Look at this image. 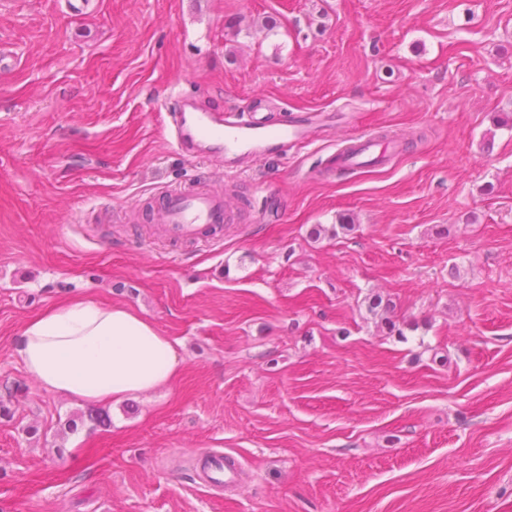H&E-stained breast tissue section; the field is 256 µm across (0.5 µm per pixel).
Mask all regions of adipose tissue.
<instances>
[{"mask_svg":"<svg viewBox=\"0 0 512 512\" xmlns=\"http://www.w3.org/2000/svg\"><path fill=\"white\" fill-rule=\"evenodd\" d=\"M178 346L127 307L73 298L27 322L18 354L41 387L98 404L174 381L181 365Z\"/></svg>","mask_w":512,"mask_h":512,"instance_id":"adipose-tissue-1","label":"adipose tissue"}]
</instances>
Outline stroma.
Here are the masks:
<instances>
[{"instance_id": "obj_1", "label": "stroma", "mask_w": 512, "mask_h": 512, "mask_svg": "<svg viewBox=\"0 0 512 512\" xmlns=\"http://www.w3.org/2000/svg\"><path fill=\"white\" fill-rule=\"evenodd\" d=\"M66 2L0 0V512H512V0ZM183 96L341 119L232 185L175 145ZM355 129L403 147L316 175ZM192 187L243 214L220 243L153 234ZM71 297L153 320L180 375L44 390L18 343ZM206 469L203 474L206 488H224L233 486L238 478V464L226 455L213 453L206 455Z\"/></svg>"}]
</instances>
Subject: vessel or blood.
<instances>
[{
  "mask_svg": "<svg viewBox=\"0 0 512 512\" xmlns=\"http://www.w3.org/2000/svg\"><path fill=\"white\" fill-rule=\"evenodd\" d=\"M178 147L192 150L198 136L210 137L214 145L211 155L222 157L228 170L244 168L253 158L268 153L288 151L299 145L321 141L323 128L331 126L333 115L315 112L301 120L271 130L266 117L255 112L218 113L193 100H183L172 114ZM395 146L364 132H356L346 149L327 155L325 168L365 170L385 165ZM231 207L216 192H167L158 210V220L170 238L199 243L205 228L220 227L229 221ZM203 474L206 488L233 486L238 478V465L229 456L206 455Z\"/></svg>",
  "mask_w": 512,
  "mask_h": 512,
  "instance_id": "b4317fda",
  "label": "vessel or blood"
}]
</instances>
